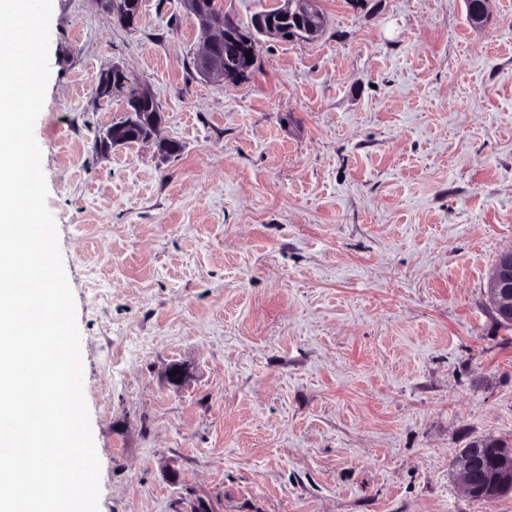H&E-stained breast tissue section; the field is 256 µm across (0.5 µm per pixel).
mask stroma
Masks as SVG:
<instances>
[{
  "mask_svg": "<svg viewBox=\"0 0 512 512\" xmlns=\"http://www.w3.org/2000/svg\"><path fill=\"white\" fill-rule=\"evenodd\" d=\"M311 42L260 37L248 79L195 76V19L122 27L52 0L34 127L81 336L99 512H512L467 496L474 437L512 440V0H321ZM120 65L163 114L124 112ZM185 367L181 385L170 366ZM100 78L99 91L101 93H112V88H114L115 84L123 90L129 89L133 92V95L129 97L130 107L128 108V100L125 97L127 113L124 121L113 123L104 132V138L107 143H111L112 146L124 145L129 136V131L137 130V126L134 123L135 111L144 103H156V97L149 89L131 84L125 71L118 65H112V68L102 72ZM501 256L500 261L493 267L489 279L490 293L495 300L497 313L490 296L489 301L498 323L505 328H512V321L506 322L498 317L499 315L509 319L510 315L512 316V249L503 251Z\"/></svg>",
  "mask_w": 512,
  "mask_h": 512,
  "instance_id": "1",
  "label": "stroma"
}]
</instances>
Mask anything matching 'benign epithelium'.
<instances>
[{"label":"benign epithelium","mask_w":512,"mask_h":512,"mask_svg":"<svg viewBox=\"0 0 512 512\" xmlns=\"http://www.w3.org/2000/svg\"><path fill=\"white\" fill-rule=\"evenodd\" d=\"M100 9L109 15L112 20L132 25L137 20L141 2L140 0H96ZM184 7L188 14L195 18L201 31V46L195 56V66L198 75L208 81H217L223 84L230 81H240L249 76L250 65L228 66L221 63L218 56L219 48L230 32V17H220L212 14L205 0H184ZM471 24L483 27L489 21V0H479L470 8ZM288 19L304 22L301 29V38L305 41H314L319 38L325 28L326 18L321 10L320 0H277V6L267 12L256 16L252 22V33L242 36V50L256 57L257 36L278 38L281 28L278 20ZM101 84L99 91L112 92L118 86L129 89L133 95L129 97L130 107L123 121L109 126L104 132L106 142L118 146L126 142L129 131L137 129L134 123L136 110L144 103L156 102L155 95L147 88L133 85L125 71L118 65L112 66L100 74ZM162 124V113L153 115L149 131L139 133L140 140H156L158 151L165 154L169 147L166 139L158 137ZM490 293L495 300L497 314L507 319L512 316V249L502 252V257L493 267L489 279ZM486 454L481 448L468 450L459 464L461 485L463 490L470 491V482L483 478L486 470Z\"/></svg>","instance_id":"1"}]
</instances>
